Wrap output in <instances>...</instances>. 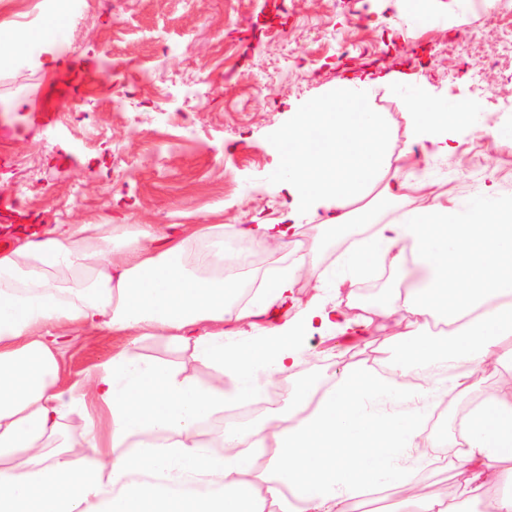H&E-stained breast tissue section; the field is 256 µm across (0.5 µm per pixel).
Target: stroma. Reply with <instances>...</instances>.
Instances as JSON below:
<instances>
[{"label":"stroma","mask_w":512,"mask_h":512,"mask_svg":"<svg viewBox=\"0 0 512 512\" xmlns=\"http://www.w3.org/2000/svg\"><path fill=\"white\" fill-rule=\"evenodd\" d=\"M74 0L67 55L78 79L0 69V225L247 224L277 219L268 182L286 103L355 71L397 68L512 120V0L481 6L444 31L391 37L375 0ZM43 0H0V29H35ZM431 177L469 197L496 181L512 191V148L468 136ZM112 353L108 336H75L73 378ZM138 356L207 380L190 352L149 339Z\"/></svg>","instance_id":"stroma-1"}]
</instances>
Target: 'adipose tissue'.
Listing matches in <instances>:
<instances>
[{"instance_id":"1","label":"adipose tissue","mask_w":512,"mask_h":512,"mask_svg":"<svg viewBox=\"0 0 512 512\" xmlns=\"http://www.w3.org/2000/svg\"><path fill=\"white\" fill-rule=\"evenodd\" d=\"M46 17L0 37V64L58 66L69 11L50 0ZM382 85L406 109L396 154L371 104ZM288 112L269 177L285 194L277 222L14 228L0 251V512H357L383 494L392 512H461L492 487L491 512H512V193L490 184L463 199L414 174L455 157L457 130L500 148L512 129L396 69ZM343 230L325 265L322 238ZM229 242L287 262L239 283L224 275ZM387 276L394 288L365 295ZM77 331L117 346L72 381L62 355ZM315 334L326 357L340 340L349 359L304 376ZM153 336L191 351L209 381L135 356ZM262 389L282 396L258 420L224 423ZM467 399L445 437L428 430L441 404ZM74 414L78 447H52ZM436 455L456 501L431 480ZM190 474L209 492H183Z\"/></svg>"}]
</instances>
